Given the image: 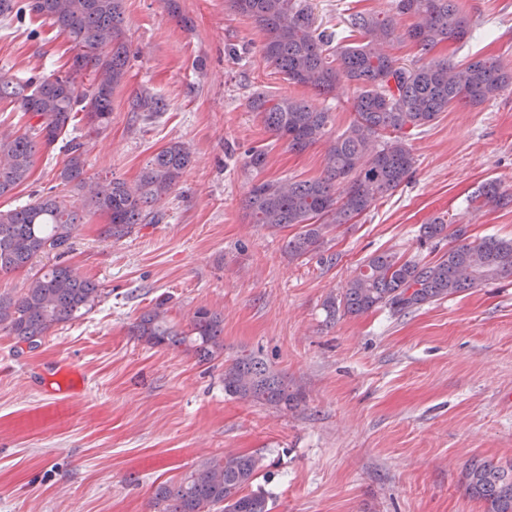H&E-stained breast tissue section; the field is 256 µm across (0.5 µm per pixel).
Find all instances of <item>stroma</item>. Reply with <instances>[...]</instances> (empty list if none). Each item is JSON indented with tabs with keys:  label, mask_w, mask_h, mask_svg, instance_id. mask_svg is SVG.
<instances>
[{
	"label": "stroma",
	"mask_w": 512,
	"mask_h": 512,
	"mask_svg": "<svg viewBox=\"0 0 512 512\" xmlns=\"http://www.w3.org/2000/svg\"><path fill=\"white\" fill-rule=\"evenodd\" d=\"M322 27L349 12L394 13V0H312ZM474 21L465 44L432 58L512 65V0H457ZM135 53L102 131L76 118L92 180L135 185L174 141L192 163L161 204L157 224L106 237L101 212L84 213L64 261L103 290L81 319L53 328L34 350L0 330V512H153L162 483L228 453L252 454L272 512H486L465 490L472 459L512 460V277L418 309L329 318L370 255L433 261L447 242L420 244L445 216L470 239H512V205L471 202L489 180L512 192V87L478 106H451L408 143V183L352 223L331 226L320 252L290 257L297 229L251 223L244 199L258 181L322 177L324 147L290 151L247 107L256 92L314 98L259 54L262 32L228 0H123ZM72 44L42 17L0 19V73L65 72ZM161 100L137 112L138 95ZM265 153L264 167L246 153ZM67 158L41 153L0 208L47 192ZM169 296L167 319L188 329L201 307L224 319V353L198 362L185 347L133 336L137 319ZM262 356L298 393L289 410L224 392L234 358ZM74 366L84 385L57 406L51 366Z\"/></svg>",
	"instance_id": "1"
}]
</instances>
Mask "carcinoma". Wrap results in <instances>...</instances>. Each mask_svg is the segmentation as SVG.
<instances>
[{"label":"carcinoma","mask_w":512,"mask_h":512,"mask_svg":"<svg viewBox=\"0 0 512 512\" xmlns=\"http://www.w3.org/2000/svg\"><path fill=\"white\" fill-rule=\"evenodd\" d=\"M237 13L249 17L263 33V60L277 67L293 84L318 96L346 81L356 86L355 118L342 133L329 131L334 115L327 107L264 93L249 98L265 128L283 139L288 149L303 152L325 147L324 174L312 181H264L251 187L246 209L256 224H296L300 232L288 240V253L299 258L320 250L333 224H346L367 212L379 199L393 194L413 172L416 160L408 133L427 126L452 104L480 106L512 85V69L497 60L475 58L462 65L446 59L421 65L402 64L384 51L398 37L393 18L350 15L354 45L319 29L308 0H230ZM36 14L64 33L77 48L72 71L29 77L0 76V100H8L33 123L20 134H0V197L23 184L36 155L62 145L67 159L57 179L61 189L26 204L0 209V274L22 270L40 254L57 258L72 249L78 209L109 217L105 235L121 239L146 218L159 221L156 206L181 182L191 163L182 142L170 143L147 163L138 182L129 186L113 179L91 183L86 177L85 143L68 138V127L79 113L95 130L109 125L112 99L123 83L131 47L122 28L123 0H0V17L21 19ZM396 14H412L417 22L403 37L430 54L439 44L464 42L472 18L455 0H396ZM87 81H77L78 77ZM477 197L500 206L512 204V193L490 181ZM451 219L435 218L421 227L420 240L450 239L436 261L405 260L395 253L370 255L342 288L329 295L325 307L361 315L387 308L405 313L491 281L512 276V240L493 235L477 241L462 226L449 230ZM102 289L76 275L63 262L30 278L16 296L0 295V329L39 347L54 327L88 314ZM162 298L134 325V333L153 345H186L201 361L224 352L223 320L198 309L188 330L168 324ZM224 392L244 401L289 409L298 401L288 382L263 358L242 355L224 368ZM260 459L227 454L208 458L173 484L154 492L155 512H271L269 494L252 489ZM467 492L487 504V512H512V461L473 459L464 470Z\"/></svg>","instance_id":"1"}]
</instances>
